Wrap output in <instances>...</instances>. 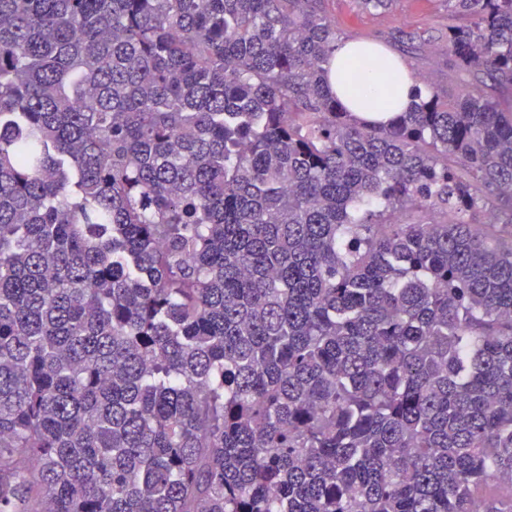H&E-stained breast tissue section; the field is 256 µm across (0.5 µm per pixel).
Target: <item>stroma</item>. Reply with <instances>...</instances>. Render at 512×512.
<instances>
[{
    "label": "stroma",
    "instance_id": "stroma-1",
    "mask_svg": "<svg viewBox=\"0 0 512 512\" xmlns=\"http://www.w3.org/2000/svg\"><path fill=\"white\" fill-rule=\"evenodd\" d=\"M322 10L347 40L371 39L407 60L435 90L452 94L465 77L448 62V27L455 19L442 0H393L389 9L361 10L356 0H322Z\"/></svg>",
    "mask_w": 512,
    "mask_h": 512
}]
</instances>
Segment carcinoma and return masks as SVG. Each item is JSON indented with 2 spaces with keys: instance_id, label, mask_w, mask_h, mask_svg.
<instances>
[{
  "instance_id": "obj_1",
  "label": "carcinoma",
  "mask_w": 512,
  "mask_h": 512,
  "mask_svg": "<svg viewBox=\"0 0 512 512\" xmlns=\"http://www.w3.org/2000/svg\"><path fill=\"white\" fill-rule=\"evenodd\" d=\"M444 2L477 85L364 125L318 0H0V512L512 488V0Z\"/></svg>"
}]
</instances>
